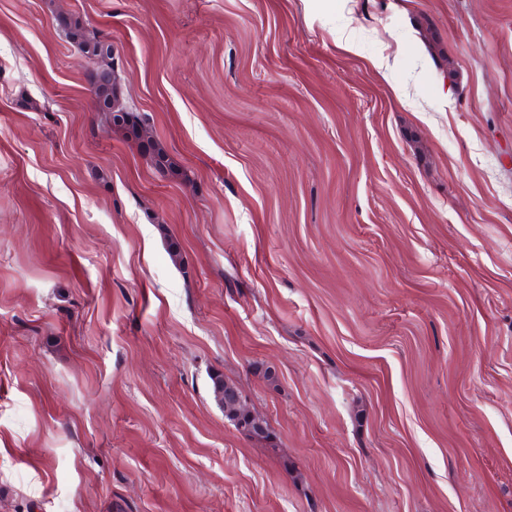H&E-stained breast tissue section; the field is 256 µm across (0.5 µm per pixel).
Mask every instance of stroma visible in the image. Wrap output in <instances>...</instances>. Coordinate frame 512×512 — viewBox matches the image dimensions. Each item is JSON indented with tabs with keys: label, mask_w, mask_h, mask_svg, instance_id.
Instances as JSON below:
<instances>
[{
	"label": "stroma",
	"mask_w": 512,
	"mask_h": 512,
	"mask_svg": "<svg viewBox=\"0 0 512 512\" xmlns=\"http://www.w3.org/2000/svg\"><path fill=\"white\" fill-rule=\"evenodd\" d=\"M0 512H512V0H0ZM58 21L67 37L90 59L97 61L98 66L90 72V84L98 101H117L120 91L112 82V44L90 31L78 18L59 16ZM97 109L98 112H101L102 114L112 112V120H110L107 116H105V118L102 117L105 124L111 130L117 129L121 131L128 139L131 138L137 142H141L144 139L139 116L133 112H125V109H123L120 102L113 103L112 107L97 103ZM122 113L123 116L121 120L112 124L115 121V118L121 116ZM145 146V144H143ZM146 152L150 163L158 170L178 175V170L167 151L157 143L147 141Z\"/></svg>",
	"instance_id": "1"
}]
</instances>
